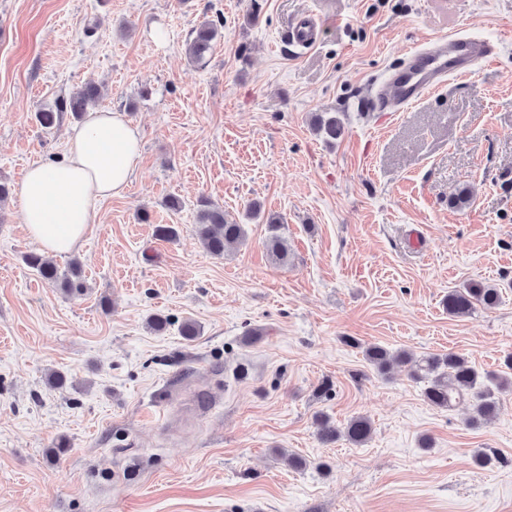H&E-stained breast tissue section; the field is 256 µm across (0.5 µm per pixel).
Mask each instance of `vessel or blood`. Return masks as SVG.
Returning <instances> with one entry per match:
<instances>
[{
	"instance_id": "b4317fda",
	"label": "vessel or blood",
	"mask_w": 512,
	"mask_h": 512,
	"mask_svg": "<svg viewBox=\"0 0 512 512\" xmlns=\"http://www.w3.org/2000/svg\"><path fill=\"white\" fill-rule=\"evenodd\" d=\"M325 21L318 14L301 15L288 33L290 44L308 47L320 38ZM496 45L486 39L451 34L439 39L434 50H415L400 68L391 70L373 106L379 112H402L434 93L448 79L472 76L477 62L492 61Z\"/></svg>"
}]
</instances>
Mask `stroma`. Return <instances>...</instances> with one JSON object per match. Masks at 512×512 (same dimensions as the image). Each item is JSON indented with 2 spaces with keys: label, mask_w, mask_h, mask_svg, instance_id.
Here are the masks:
<instances>
[{
  "label": "stroma",
  "mask_w": 512,
  "mask_h": 512,
  "mask_svg": "<svg viewBox=\"0 0 512 512\" xmlns=\"http://www.w3.org/2000/svg\"><path fill=\"white\" fill-rule=\"evenodd\" d=\"M305 13L327 25L302 50ZM511 26L512 0H0V512H512V392L470 427L469 400L434 407L406 368L365 358L454 352L498 373L512 355V42L409 111L371 104L408 49ZM89 82L142 150L55 259L79 261L74 297L25 265L15 192L76 124L44 130L37 109ZM324 113L338 138L314 131ZM203 196L246 230L220 258L193 232ZM267 212L287 263L264 247ZM472 281L498 303L449 315ZM358 415L366 445L320 440L319 417ZM324 27L325 21L321 15L303 14L288 32V40L292 45L311 47L320 38ZM218 34L219 30L216 23L213 21L203 22L186 46L185 53L189 60L195 64H206Z\"/></svg>",
  "instance_id": "1"
}]
</instances>
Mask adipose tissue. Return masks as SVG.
<instances>
[{
  "instance_id": "ef3b65f1",
  "label": "adipose tissue",
  "mask_w": 512,
  "mask_h": 512,
  "mask_svg": "<svg viewBox=\"0 0 512 512\" xmlns=\"http://www.w3.org/2000/svg\"><path fill=\"white\" fill-rule=\"evenodd\" d=\"M141 134L124 114L87 112L72 128L66 156L28 166L19 186L21 220L47 254L71 253L101 203L122 195L134 176Z\"/></svg>"
}]
</instances>
